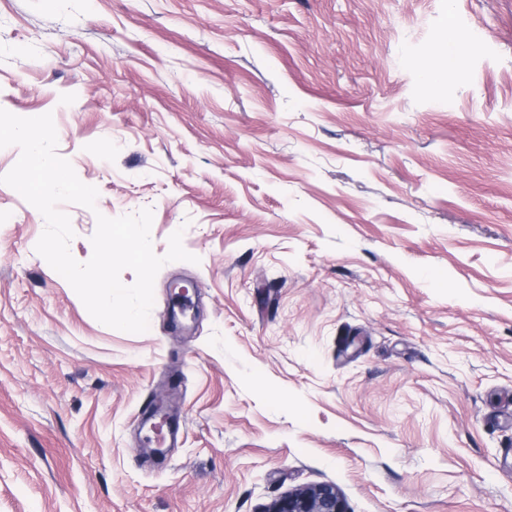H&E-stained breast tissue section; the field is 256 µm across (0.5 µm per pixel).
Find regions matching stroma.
<instances>
[{
    "mask_svg": "<svg viewBox=\"0 0 512 512\" xmlns=\"http://www.w3.org/2000/svg\"><path fill=\"white\" fill-rule=\"evenodd\" d=\"M0 108L97 188L77 261L144 208L198 258L108 327L0 184V512H512V0H0ZM425 79L431 87L436 88L444 79L453 74L458 68L457 53L448 48V35L436 47L434 62L421 64ZM262 512H349L341 490L321 483L288 491L269 502Z\"/></svg>",
    "mask_w": 512,
    "mask_h": 512,
    "instance_id": "stroma-1",
    "label": "stroma"
}]
</instances>
